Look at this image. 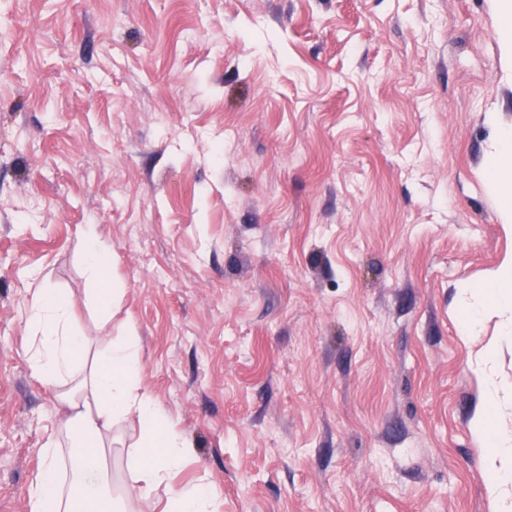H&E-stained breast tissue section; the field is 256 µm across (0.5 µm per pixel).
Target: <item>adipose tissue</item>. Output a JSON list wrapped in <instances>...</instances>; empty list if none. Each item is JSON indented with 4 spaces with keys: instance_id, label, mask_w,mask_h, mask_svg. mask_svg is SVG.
<instances>
[{
    "instance_id": "1",
    "label": "adipose tissue",
    "mask_w": 512,
    "mask_h": 512,
    "mask_svg": "<svg viewBox=\"0 0 512 512\" xmlns=\"http://www.w3.org/2000/svg\"><path fill=\"white\" fill-rule=\"evenodd\" d=\"M493 187L500 190V209L512 223V130H498L494 153L486 164ZM82 263L92 283L91 304L98 329H105L112 308L123 291L112 283L109 248L95 225L81 237ZM29 323L38 337L30 358L35 377L55 384L58 411L65 428L66 447H52L46 462L29 488L30 512H121L112 491L109 459L112 432L128 421L138 427L129 445L127 466L142 492L164 487L162 512H216L214 495L207 484L175 485L171 477L191 449L187 438L170 424L166 412L143 385L141 340L135 328L94 348L91 337L80 332L74 320L73 302L57 288L41 287L31 307ZM490 474L488 489L498 512H512V436L493 437L486 454Z\"/></svg>"
}]
</instances>
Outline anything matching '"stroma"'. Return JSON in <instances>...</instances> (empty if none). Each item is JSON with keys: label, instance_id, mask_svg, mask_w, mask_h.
I'll return each mask as SVG.
<instances>
[{"label": "stroma", "instance_id": "obj_1", "mask_svg": "<svg viewBox=\"0 0 512 512\" xmlns=\"http://www.w3.org/2000/svg\"><path fill=\"white\" fill-rule=\"evenodd\" d=\"M489 0H0V512L61 427L33 377L38 280L96 329V225L143 384L218 512H494L512 258L485 177L512 128ZM499 398L487 402V382ZM134 512L127 451H112Z\"/></svg>", "mask_w": 512, "mask_h": 512}]
</instances>
